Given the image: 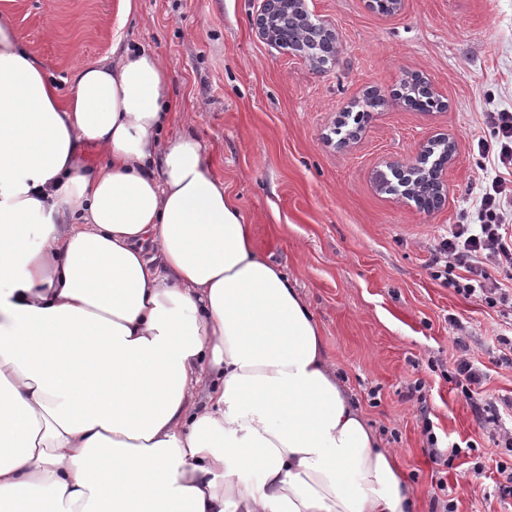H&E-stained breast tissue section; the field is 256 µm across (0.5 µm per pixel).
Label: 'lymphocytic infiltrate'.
<instances>
[{
  "mask_svg": "<svg viewBox=\"0 0 512 512\" xmlns=\"http://www.w3.org/2000/svg\"><path fill=\"white\" fill-rule=\"evenodd\" d=\"M491 125L492 139L477 141L493 173L479 189L478 221L451 225L439 243L434 264L438 273L452 275L456 293L494 308L512 302L490 276L495 269L512 278V225L504 212L505 204L512 201V113H493Z\"/></svg>",
  "mask_w": 512,
  "mask_h": 512,
  "instance_id": "1",
  "label": "lymphocytic infiltrate"
}]
</instances>
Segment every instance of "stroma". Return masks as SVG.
Returning a JSON list of instances; mask_svg holds the SVG:
<instances>
[{
	"label": "stroma",
	"mask_w": 512,
	"mask_h": 512,
	"mask_svg": "<svg viewBox=\"0 0 512 512\" xmlns=\"http://www.w3.org/2000/svg\"><path fill=\"white\" fill-rule=\"evenodd\" d=\"M261 0H0L19 42L58 79L112 57V44L159 55L171 74L169 132L195 133L213 176L251 226L255 248L295 280L322 331L339 381L413 490L414 512H432L439 479L456 512H512L496 465L512 464L495 426L473 402L512 399V324L497 309L433 277L451 225L476 219L478 138L489 116L512 113V0H403L385 16L366 0H309L340 42L336 63L316 67L263 40L253 25ZM419 75L445 106L426 113L394 101L402 78ZM384 98L349 145L327 141L341 113L368 89ZM445 133L457 148L448 199L427 212L377 190L385 161L414 160ZM465 337L485 377L466 400L452 375ZM421 385L428 411L408 399ZM431 423L442 471L424 452ZM461 445L454 453L453 445ZM481 463L485 474L471 467Z\"/></svg>",
	"instance_id": "obj_1"
}]
</instances>
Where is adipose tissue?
I'll list each match as a JSON object with an SVG mask.
<instances>
[{
  "label": "adipose tissue",
  "mask_w": 512,
  "mask_h": 512,
  "mask_svg": "<svg viewBox=\"0 0 512 512\" xmlns=\"http://www.w3.org/2000/svg\"><path fill=\"white\" fill-rule=\"evenodd\" d=\"M68 82L0 20V512H410L161 58Z\"/></svg>",
  "instance_id": "obj_1"
}]
</instances>
